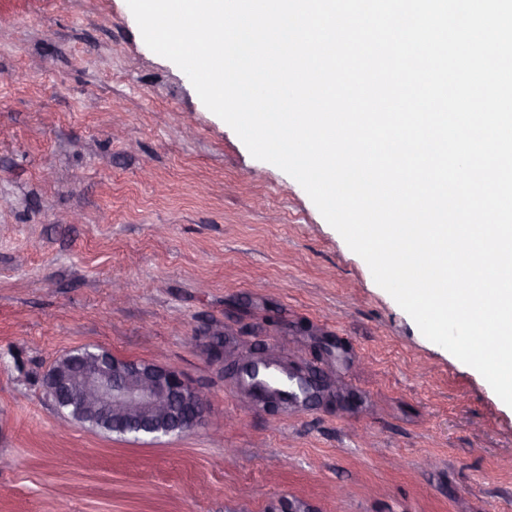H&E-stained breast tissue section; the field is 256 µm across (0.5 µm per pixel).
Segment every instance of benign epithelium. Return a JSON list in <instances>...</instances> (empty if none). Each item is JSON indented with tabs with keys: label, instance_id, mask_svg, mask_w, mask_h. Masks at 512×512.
Segmentation results:
<instances>
[{
	"label": "benign epithelium",
	"instance_id": "1",
	"mask_svg": "<svg viewBox=\"0 0 512 512\" xmlns=\"http://www.w3.org/2000/svg\"><path fill=\"white\" fill-rule=\"evenodd\" d=\"M210 359L224 362V335L208 339ZM278 366L296 381L300 398L309 401L324 387L314 371L290 369L278 357L265 352L239 363L238 380L245 372ZM43 387L57 411L66 419L81 423L107 420L112 432L135 439L158 441L192 431L203 424L208 412L205 392L181 374L145 360L119 358L99 349L82 358L67 353L55 360L43 375ZM246 389L263 405L280 409L293 397L260 395L252 385Z\"/></svg>",
	"mask_w": 512,
	"mask_h": 512
}]
</instances>
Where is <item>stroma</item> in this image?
Here are the masks:
<instances>
[{
  "mask_svg": "<svg viewBox=\"0 0 512 512\" xmlns=\"http://www.w3.org/2000/svg\"><path fill=\"white\" fill-rule=\"evenodd\" d=\"M87 345L179 372L205 424L153 442L63 418L41 376ZM268 349L329 391L270 413L223 370ZM293 497L512 512V407L145 45L127 0H0V512Z\"/></svg>",
  "mask_w": 512,
  "mask_h": 512,
  "instance_id": "1",
  "label": "stroma"
}]
</instances>
